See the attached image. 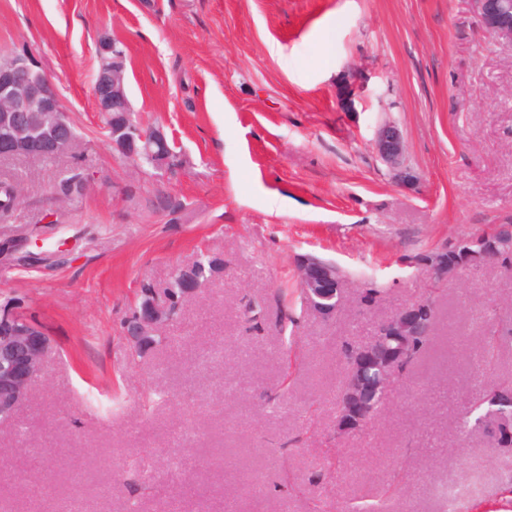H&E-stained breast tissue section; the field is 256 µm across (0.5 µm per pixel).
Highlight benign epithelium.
Here are the masks:
<instances>
[{"label":"benign epithelium","instance_id":"7a95c632","mask_svg":"<svg viewBox=\"0 0 512 512\" xmlns=\"http://www.w3.org/2000/svg\"><path fill=\"white\" fill-rule=\"evenodd\" d=\"M484 32L500 43L512 46V0H473ZM112 60L101 71L94 88L97 111L124 112L126 98L124 55L98 44ZM166 140L156 128L144 132L126 123L112 127V145L128 161L139 164V156L152 145ZM79 137L67 120L63 104L32 58L25 53L7 55L0 66V157H64L77 154ZM375 151L382 162L403 182L413 180L407 164L406 145L399 126L392 121L379 124ZM467 259L448 267L447 248L416 259V264L441 286L467 270L482 267L495 259L492 248L476 237L460 239ZM297 283L310 309L321 319L335 318L342 306L346 279L336 263L306 254L295 262ZM173 278L182 285L181 300L195 296L202 283L196 264L178 268ZM434 318L428 299L409 302L390 316L378 320L372 336L353 347L342 392L336 434L349 435L364 430L383 407L390 389L403 378L402 365L415 350V341L425 334ZM173 320L171 300L165 290L151 285L141 288L140 304L125 321L123 335L134 349L153 347ZM51 340L43 327L20 315L17 308L0 305V429L10 425L42 371Z\"/></svg>","mask_w":512,"mask_h":512}]
</instances>
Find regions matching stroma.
Listing matches in <instances>:
<instances>
[{
  "mask_svg": "<svg viewBox=\"0 0 512 512\" xmlns=\"http://www.w3.org/2000/svg\"><path fill=\"white\" fill-rule=\"evenodd\" d=\"M105 36L124 45L134 112L175 147L164 177L102 129ZM22 51L80 150L0 161L21 198L0 216V244L14 245L0 295L25 297L51 338L30 400L0 430V512H348L377 500L441 512L448 486L469 512H512V452L455 431L480 384L512 379V337L477 370L485 308L512 319L499 266L449 282L431 348L381 415L335 431L342 344L431 296L415 256L512 223V48L485 34L471 0H0V55ZM385 120L403 132L410 183L373 147ZM72 167L85 193L49 203ZM203 254L223 257L222 276L184 303L170 345L130 355L123 322L142 285L166 287ZM301 254L345 271V303L325 321L293 298L287 345L275 309L255 328L245 305L296 288ZM178 450L188 463L173 474ZM141 456L161 477L149 490L129 468Z\"/></svg>",
  "mask_w": 512,
  "mask_h": 512,
  "instance_id": "stroma-1",
  "label": "stroma"
}]
</instances>
